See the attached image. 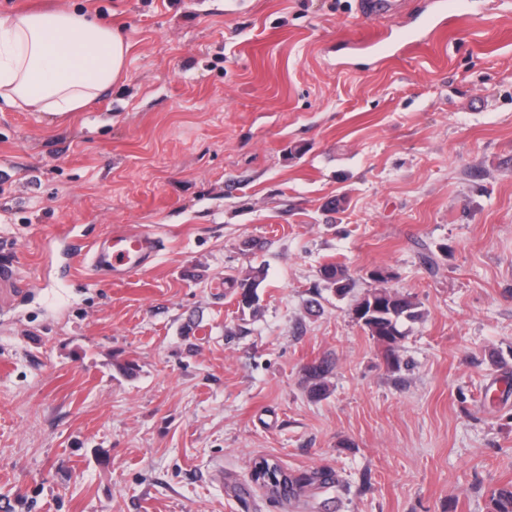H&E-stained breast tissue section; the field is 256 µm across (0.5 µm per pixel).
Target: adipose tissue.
<instances>
[{
  "label": "adipose tissue",
  "instance_id": "adipose-tissue-1",
  "mask_svg": "<svg viewBox=\"0 0 512 512\" xmlns=\"http://www.w3.org/2000/svg\"><path fill=\"white\" fill-rule=\"evenodd\" d=\"M128 50L110 23L64 6L0 18V102L81 111L118 81Z\"/></svg>",
  "mask_w": 512,
  "mask_h": 512
}]
</instances>
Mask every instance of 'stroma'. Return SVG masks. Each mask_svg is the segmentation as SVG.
Listing matches in <instances>:
<instances>
[{"instance_id": "35a3bbf8", "label": "stroma", "mask_w": 512, "mask_h": 512, "mask_svg": "<svg viewBox=\"0 0 512 512\" xmlns=\"http://www.w3.org/2000/svg\"><path fill=\"white\" fill-rule=\"evenodd\" d=\"M355 3L67 0L129 52L83 111L0 108V512H488L512 482V0L386 58L431 0ZM138 228L164 246L125 283L72 256ZM336 261L419 301L399 367ZM258 265L249 309L224 273ZM263 458L335 481L294 509ZM402 4L399 0H361L359 10L364 16L379 20L398 13ZM325 289L339 297H346L352 290V278L348 269L340 263L324 264L320 269ZM331 365L322 360L314 362L304 369V381L312 398H320L326 394L327 376L330 374Z\"/></svg>"}]
</instances>
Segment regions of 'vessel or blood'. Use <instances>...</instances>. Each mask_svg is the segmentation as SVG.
I'll list each match as a JSON object with an SVG mask.
<instances>
[{
	"instance_id": "obj_1",
	"label": "vessel or blood",
	"mask_w": 512,
	"mask_h": 512,
	"mask_svg": "<svg viewBox=\"0 0 512 512\" xmlns=\"http://www.w3.org/2000/svg\"><path fill=\"white\" fill-rule=\"evenodd\" d=\"M401 8L400 0H360V12L373 20L395 15ZM458 0H433L432 11L417 28L402 29L400 43L416 41L425 30H438L445 19L461 16ZM162 239L149 230L118 232L94 243L83 254L93 272L109 271L111 282L127 280L149 262L160 250Z\"/></svg>"
}]
</instances>
